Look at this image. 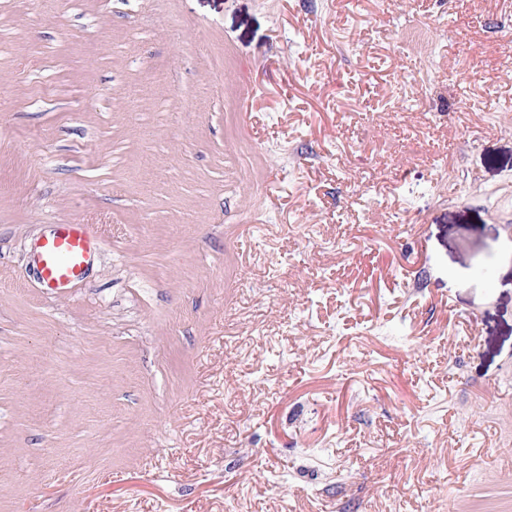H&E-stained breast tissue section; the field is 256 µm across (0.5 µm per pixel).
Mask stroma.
Returning <instances> with one entry per match:
<instances>
[{
    "mask_svg": "<svg viewBox=\"0 0 512 512\" xmlns=\"http://www.w3.org/2000/svg\"><path fill=\"white\" fill-rule=\"evenodd\" d=\"M509 21L0 0V512H512ZM61 225L36 254L42 287L49 292L82 280L92 255L93 243L82 224Z\"/></svg>",
    "mask_w": 512,
    "mask_h": 512,
    "instance_id": "obj_1",
    "label": "stroma"
}]
</instances>
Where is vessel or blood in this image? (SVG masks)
I'll list each match as a JSON object with an SVG mask.
<instances>
[{"instance_id": "1", "label": "vessel or blood", "mask_w": 512, "mask_h": 512, "mask_svg": "<svg viewBox=\"0 0 512 512\" xmlns=\"http://www.w3.org/2000/svg\"><path fill=\"white\" fill-rule=\"evenodd\" d=\"M93 243L83 225L65 224L44 239L36 254L43 288L53 292L83 279Z\"/></svg>"}]
</instances>
